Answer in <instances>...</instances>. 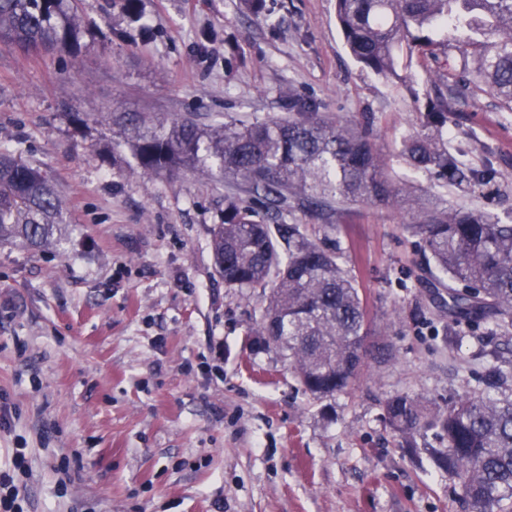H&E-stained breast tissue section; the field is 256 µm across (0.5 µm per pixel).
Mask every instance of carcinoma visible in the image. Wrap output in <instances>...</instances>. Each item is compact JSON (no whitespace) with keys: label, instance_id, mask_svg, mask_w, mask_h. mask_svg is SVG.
<instances>
[{"label":"carcinoma","instance_id":"obj_1","mask_svg":"<svg viewBox=\"0 0 512 512\" xmlns=\"http://www.w3.org/2000/svg\"><path fill=\"white\" fill-rule=\"evenodd\" d=\"M336 20L352 57L374 75L398 76L400 53L436 55L463 46L468 85L496 95L512 111V0H336ZM82 18L78 0H0V46L26 53H73ZM451 99L429 102L424 126L403 143L417 170L456 172L441 134ZM287 119L202 126L190 117L111 112L108 120L131 146L134 170L171 173L211 164L233 191L212 237L215 271L229 288L273 284L252 347L281 352L304 393L316 400L345 391L364 365L366 314L357 276L297 224H263L236 190L267 211L296 201L330 209L340 201L409 206L407 231L453 283L439 297L448 320L493 315L512 323V221L478 211L414 208L413 191L397 186L367 129L328 119L319 103L294 97ZM66 223L63 204L45 174L18 149L0 147V243L49 248ZM488 390L442 406L395 393L383 417L408 447L430 432L443 447L435 464L460 480L471 512H512V396L494 393L508 372L489 370Z\"/></svg>","mask_w":512,"mask_h":512}]
</instances>
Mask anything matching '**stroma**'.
Here are the masks:
<instances>
[{"label":"stroma","mask_w":512,"mask_h":512,"mask_svg":"<svg viewBox=\"0 0 512 512\" xmlns=\"http://www.w3.org/2000/svg\"><path fill=\"white\" fill-rule=\"evenodd\" d=\"M82 0L77 55L0 47V139L52 181L59 247L0 244V472L24 512H469L458 481L412 454L382 403L482 392L512 365V326L449 322L408 212L293 209L310 240L354 267L371 334L361 376L305 394L273 350L250 347L266 294L225 286L211 168L142 177L110 112L202 124L279 119L292 96L370 129L390 176L421 203L512 214V112L454 95L443 134L463 177L413 171L402 140L446 92L450 49L382 79L353 60L335 0ZM26 472L15 471L16 451Z\"/></svg>","instance_id":"obj_1"}]
</instances>
